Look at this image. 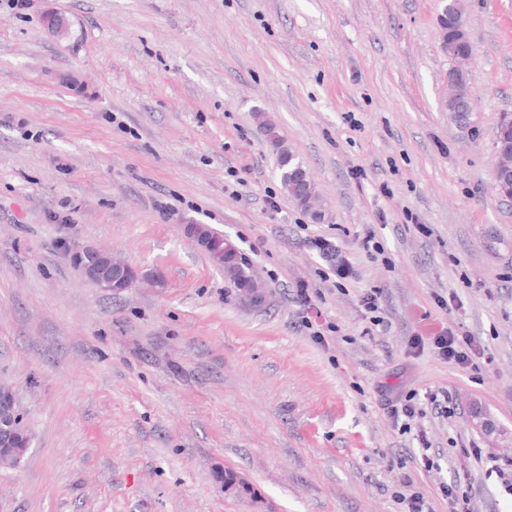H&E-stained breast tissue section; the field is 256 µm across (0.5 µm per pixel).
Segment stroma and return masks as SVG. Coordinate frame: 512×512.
<instances>
[{
    "instance_id": "1",
    "label": "stroma",
    "mask_w": 512,
    "mask_h": 512,
    "mask_svg": "<svg viewBox=\"0 0 512 512\" xmlns=\"http://www.w3.org/2000/svg\"><path fill=\"white\" fill-rule=\"evenodd\" d=\"M464 4L473 109L454 117L438 0H0V380L32 437L0 512H400L403 481L448 512L457 473L471 512H512L489 464L512 462V199L493 184L512 0ZM258 110L325 220L282 193ZM188 224L237 244L264 305ZM67 236L141 279L93 288ZM426 323L475 337L478 369L414 348ZM410 397L405 431L388 403ZM224 467L254 495H225ZM312 247L320 254V256L328 262V266L337 276H344L346 268L342 261L338 259L336 247L328 239L317 237L311 240Z\"/></svg>"
}]
</instances>
